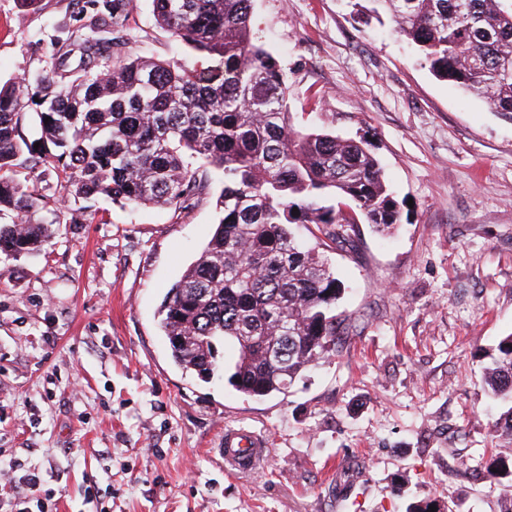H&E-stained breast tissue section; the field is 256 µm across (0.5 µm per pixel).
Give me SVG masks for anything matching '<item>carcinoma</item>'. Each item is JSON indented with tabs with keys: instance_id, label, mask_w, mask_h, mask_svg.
Masks as SVG:
<instances>
[{
	"instance_id": "obj_1",
	"label": "carcinoma",
	"mask_w": 512,
	"mask_h": 512,
	"mask_svg": "<svg viewBox=\"0 0 512 512\" xmlns=\"http://www.w3.org/2000/svg\"><path fill=\"white\" fill-rule=\"evenodd\" d=\"M151 2L156 24L201 65L130 55L132 0H83L68 49L35 76L40 96L24 77L0 85V254L39 251L51 236L39 213L62 192L177 209L216 185V228L167 290L159 326L183 372L272 398L336 355L349 327L336 312L340 282L297 227L314 225L329 248L361 217L390 229L399 204L366 142L300 126L286 111L288 82L256 35L252 0ZM372 2L436 76L512 121V0ZM25 122L40 132L35 154ZM37 167L46 183L64 172L54 194L23 184L20 170ZM486 383L512 402V334ZM499 424L509 449L512 407ZM491 468L512 478V454Z\"/></svg>"
}]
</instances>
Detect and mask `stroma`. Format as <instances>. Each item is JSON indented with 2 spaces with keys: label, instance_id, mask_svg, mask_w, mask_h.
<instances>
[{
  "label": "stroma",
  "instance_id": "obj_1",
  "mask_svg": "<svg viewBox=\"0 0 512 512\" xmlns=\"http://www.w3.org/2000/svg\"><path fill=\"white\" fill-rule=\"evenodd\" d=\"M369 6L253 2L289 112L365 138L401 205L394 234L355 224L328 251L348 337L288 392L248 399L185 375L159 329L218 222L215 189L176 210L102 199L52 225L40 253L0 256V448L60 489L58 512H91L88 472L112 487L104 512H500L484 368L512 334V121L436 78L389 19L363 20ZM79 10L0 0V80L35 74ZM129 27L128 53L192 62L150 0H134ZM228 427L268 437L264 472H225Z\"/></svg>",
  "mask_w": 512,
  "mask_h": 512
}]
</instances>
